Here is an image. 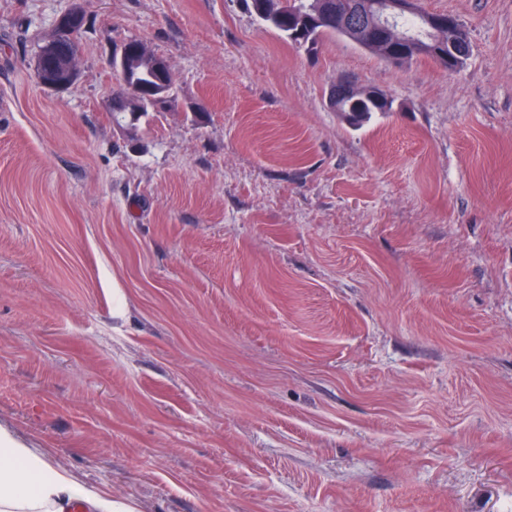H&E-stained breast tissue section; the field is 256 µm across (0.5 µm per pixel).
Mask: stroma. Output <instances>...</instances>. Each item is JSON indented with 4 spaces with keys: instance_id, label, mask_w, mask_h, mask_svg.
Returning a JSON list of instances; mask_svg holds the SVG:
<instances>
[{
    "instance_id": "stroma-1",
    "label": "stroma",
    "mask_w": 512,
    "mask_h": 512,
    "mask_svg": "<svg viewBox=\"0 0 512 512\" xmlns=\"http://www.w3.org/2000/svg\"><path fill=\"white\" fill-rule=\"evenodd\" d=\"M419 5L462 67L243 0H0V427L140 512H512V0ZM130 39L174 75L133 124ZM343 78L394 112L349 128ZM84 11L80 8H69L58 18L59 30L69 34L68 42L56 35L43 45L36 57L35 68L40 83L54 91L69 89L78 78L76 56L78 43L76 30L81 26ZM49 58H56L55 64H48ZM115 64L120 71L126 90L123 93L117 94L114 97H112L111 101L109 102V111H114L112 112L113 117H117L119 115L115 112H124L125 107L127 106V112H139L136 108L132 109V106L134 105L132 102L138 104V102L136 101L137 97H135L132 93L135 90L139 89L140 83H137L133 87H130L128 84V77L130 76L132 70H134L133 65L135 64L131 59L128 43L121 49L119 59L116 60ZM148 108L149 106L143 103L141 105V112H139V117L141 116V114L148 112ZM139 117L137 118V120L139 119Z\"/></svg>"
}]
</instances>
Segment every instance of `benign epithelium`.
<instances>
[{
    "label": "benign epithelium",
    "mask_w": 512,
    "mask_h": 512,
    "mask_svg": "<svg viewBox=\"0 0 512 512\" xmlns=\"http://www.w3.org/2000/svg\"><path fill=\"white\" fill-rule=\"evenodd\" d=\"M293 19L299 25L312 26L327 18L336 17V29L358 45L378 51L386 61L403 64L413 55L428 56L438 65L450 71L459 67V53L455 49L457 31L456 18L451 14L423 12L418 8V0H360V22L355 23L346 17L334 15L330 3L321 0L317 4H308L301 9L292 10ZM414 15L430 34L429 39L420 41L414 37H402L397 44L383 41L389 23L400 16ZM84 11L70 8L58 18L59 30L69 34L68 42L55 36L43 45L36 57L35 68L40 83L54 91L69 89L78 78L76 56L78 43L76 30L81 26ZM128 47H123L119 59L116 60L125 91L112 97L109 110L125 111V107L133 106L136 97L133 92L139 85L128 86V77L133 70ZM152 70L157 75L156 84L149 86L151 96L148 100L157 102L168 92L173 83V76L165 63L157 59ZM386 100L385 94L378 89L367 92L356 90L348 81L336 82L333 96L329 98L330 107L344 118L354 112L366 111L367 103L380 104Z\"/></svg>",
    "instance_id": "obj_1"
}]
</instances>
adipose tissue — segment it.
Listing matches in <instances>:
<instances>
[{"instance_id": "ef3b65f1", "label": "adipose tissue", "mask_w": 512, "mask_h": 512, "mask_svg": "<svg viewBox=\"0 0 512 512\" xmlns=\"http://www.w3.org/2000/svg\"><path fill=\"white\" fill-rule=\"evenodd\" d=\"M138 512L132 503L97 492L54 468L0 429V512Z\"/></svg>"}]
</instances>
